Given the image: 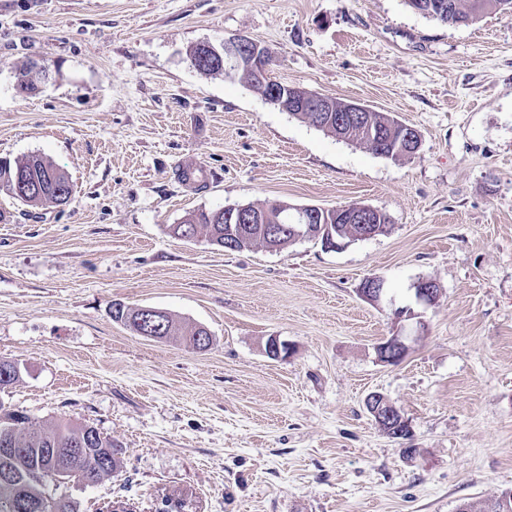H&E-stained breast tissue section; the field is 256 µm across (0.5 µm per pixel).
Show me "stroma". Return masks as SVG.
Listing matches in <instances>:
<instances>
[{"mask_svg":"<svg viewBox=\"0 0 512 512\" xmlns=\"http://www.w3.org/2000/svg\"><path fill=\"white\" fill-rule=\"evenodd\" d=\"M245 35L286 84L396 116L421 138L390 159L247 83L193 45ZM36 60L52 77L16 91ZM52 159L63 206L0 191V404L95 426L123 464L79 512H456L512 490V16L443 24L405 0H0V159ZM286 202L386 213L338 249L227 251L172 228L193 211ZM386 282L373 304L359 289ZM437 282L421 320L397 319ZM209 331L198 352L112 321L113 300ZM425 330H418V322ZM408 351L382 362L393 334ZM287 343V358L265 352ZM381 394L395 438L366 408ZM372 395L374 396L369 401L368 409L379 426L395 437L406 436L409 433L406 421L387 403L383 396L376 393Z\"/></svg>","mask_w":512,"mask_h":512,"instance_id":"stroma-1","label":"stroma"}]
</instances>
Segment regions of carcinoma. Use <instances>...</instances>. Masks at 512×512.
Returning a JSON list of instances; mask_svg holds the SVG:
<instances>
[{
    "label": "carcinoma",
    "instance_id": "obj_1",
    "mask_svg": "<svg viewBox=\"0 0 512 512\" xmlns=\"http://www.w3.org/2000/svg\"><path fill=\"white\" fill-rule=\"evenodd\" d=\"M415 2L416 0H406L407 5L417 9L420 14L451 25L473 21L489 9L512 15V0H421L419 8ZM201 52L202 49L198 46L189 50V57L197 63L198 71L204 75L220 74V70L212 66L211 57L203 56ZM372 126L384 133V139L374 145L358 135L356 143L367 146L375 154L382 150L389 158H399L396 154L399 147L398 132H392L384 125V113H375ZM19 179L39 183L42 185V193L22 196L12 192L11 188ZM0 191L29 207L63 205L72 196L68 173L41 154H29L13 162L0 160ZM189 225L196 226L198 233L204 235L213 245L224 246V236L241 229L253 237L251 246H264L260 240L261 225L226 224L224 216L217 215L212 210L189 214L182 223L174 227V235L180 236ZM162 317L165 321V341L178 342L197 349V336L202 333V329L182 325L166 311ZM19 379L18 364L1 358L0 391L14 385ZM7 420L15 427L13 437L19 454L16 465L13 466L15 483L6 484L0 481V512H26L25 504L32 501L43 502L44 512H77L75 503L69 497L57 495L51 486L35 478L36 473L53 467L51 459L46 455L48 448H68L79 440L87 442L88 448L83 456L65 462L67 478L85 486L92 487L112 478L121 466L119 445L93 426L69 420L40 424L26 413L8 410L0 404V427Z\"/></svg>",
    "mask_w": 512,
    "mask_h": 512
}]
</instances>
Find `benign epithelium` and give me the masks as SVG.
Listing matches in <instances>:
<instances>
[{
  "instance_id": "obj_1",
  "label": "benign epithelium",
  "mask_w": 512,
  "mask_h": 512,
  "mask_svg": "<svg viewBox=\"0 0 512 512\" xmlns=\"http://www.w3.org/2000/svg\"><path fill=\"white\" fill-rule=\"evenodd\" d=\"M224 60V77L230 78L240 71L251 75L252 84L263 86L264 97L272 104H278L282 109L290 112H320L321 121L336 124V137L347 140L348 134L353 128L363 124L365 113L371 111L366 105L359 102L345 100L343 105L335 107L328 96L315 93L299 85L276 84L269 80L267 67L257 64L264 57V48L254 40L245 37H231L219 45ZM48 79L46 66L43 63H31L26 75L21 80L23 84L41 87ZM400 126L401 137L406 143L405 152L414 155L420 147V136L411 126L400 121H395ZM336 209H326L315 205H291L284 202H275L259 211L253 206L245 205L236 209L226 210L224 217L235 220L241 224L263 225L264 244L270 250H278L284 246V242H296L302 239L320 240L327 248H340L342 243L338 239L344 236V229L327 223L329 215ZM377 210L358 205L355 210L345 213L340 212V217L346 221L361 225L356 236L365 239L375 236L386 228L384 224L374 223V215ZM291 215V225L281 224L283 215ZM385 281L378 277H370L363 282L362 295L379 303L386 298L387 291L384 288ZM415 300L421 305L433 304L439 296V287L431 279L421 280L415 286ZM160 318V311L145 308L138 318L137 334L146 338H154L161 333L160 326H149L147 321ZM407 345L403 338L394 335L377 346L378 357L383 362H396L404 357ZM368 409L374 416L379 426L387 433L395 437H403L409 433V427L390 406L385 398L379 394L374 395Z\"/></svg>"
}]
</instances>
